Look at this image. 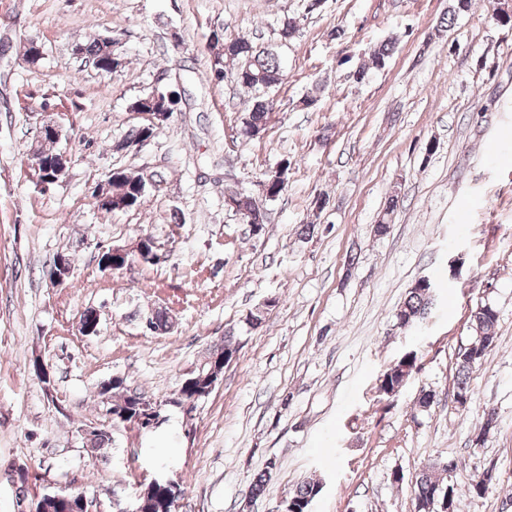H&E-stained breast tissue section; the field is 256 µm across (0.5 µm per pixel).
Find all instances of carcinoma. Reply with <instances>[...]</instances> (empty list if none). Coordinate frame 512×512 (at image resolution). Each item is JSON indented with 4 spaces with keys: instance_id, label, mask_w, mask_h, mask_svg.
Here are the masks:
<instances>
[{
    "instance_id": "obj_1",
    "label": "carcinoma",
    "mask_w": 512,
    "mask_h": 512,
    "mask_svg": "<svg viewBox=\"0 0 512 512\" xmlns=\"http://www.w3.org/2000/svg\"><path fill=\"white\" fill-rule=\"evenodd\" d=\"M472 0H451L448 15L442 18V24L453 23L460 14L469 11ZM224 53L214 57L212 70L216 79L226 77L224 59L236 62L231 76L234 82L252 94L251 106L242 121L239 135L244 139L251 138V133H261L269 123L270 104L266 93L282 83L284 71L277 52L255 45L247 39L234 38L223 41ZM395 50V42L386 40L380 43L371 54L372 66L382 69ZM78 52L85 56L94 68L102 73L114 74L122 66L121 53L116 48V42L108 39H95L87 45L78 46ZM178 98L176 94L166 90H157L152 94L137 99L132 109L136 112H174ZM157 127L145 124L116 144V149L125 150L132 145L146 141L155 136ZM266 182L265 197L273 200L285 190L286 184L270 171L264 178ZM112 187V210H129L141 204L143 195L140 193V176L125 170L112 176L109 181ZM236 213L243 221L253 227L257 234L262 233L266 226V212L255 203L253 196L243 192L236 201ZM434 284L427 281L423 288H411L402 304L395 312L396 323L405 326L415 322L428 313L433 303ZM470 319L473 329L479 333L475 341L460 349L456 362V400L470 399L471 375L476 367L486 358L494 347L493 329L498 322V312L490 305H481L471 312ZM417 354L408 352L394 362L383 374L379 390L385 395L393 388L408 379L416 368ZM212 363V357H207L203 364L194 372L196 380L193 384L182 388L185 399L189 400L194 394L202 391L200 378L207 374ZM134 392L124 387L122 378L112 385V405L134 410L138 403L131 401ZM274 462H269L265 470L257 473L251 481L247 498L250 500L261 497L271 479ZM439 466L428 464L415 474L411 480V490L414 495L418 512H442L441 504L443 490L447 485L436 476ZM321 492L317 482H303L289 493L292 507L302 508L310 503ZM180 484L169 478L165 473L155 475V481L148 487L146 512H169V507L180 499Z\"/></svg>"
}]
</instances>
